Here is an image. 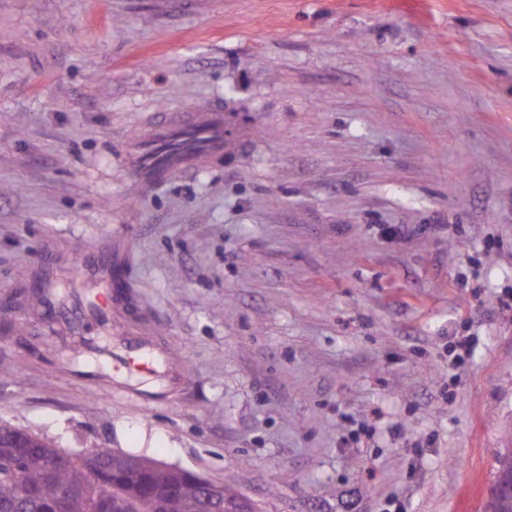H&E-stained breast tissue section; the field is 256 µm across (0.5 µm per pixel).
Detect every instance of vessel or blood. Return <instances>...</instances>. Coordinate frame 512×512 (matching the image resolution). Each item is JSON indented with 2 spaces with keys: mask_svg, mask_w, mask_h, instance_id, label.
Segmentation results:
<instances>
[{
  "mask_svg": "<svg viewBox=\"0 0 512 512\" xmlns=\"http://www.w3.org/2000/svg\"><path fill=\"white\" fill-rule=\"evenodd\" d=\"M224 149V113L208 110L201 116L167 120L155 125L131 150L136 168L155 181L199 166ZM112 254L83 255L82 270L104 285L112 283Z\"/></svg>",
  "mask_w": 512,
  "mask_h": 512,
  "instance_id": "1",
  "label": "vessel or blood"
}]
</instances>
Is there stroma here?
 Instances as JSON below:
<instances>
[{"instance_id":"obj_1","label":"stroma","mask_w":512,"mask_h":512,"mask_svg":"<svg viewBox=\"0 0 512 512\" xmlns=\"http://www.w3.org/2000/svg\"><path fill=\"white\" fill-rule=\"evenodd\" d=\"M217 106L221 154L140 178L133 140ZM511 291L512 0H0V422L257 512H481ZM131 336L187 383L73 368ZM118 259L112 254H85L79 260L78 264L82 270L91 278L102 282L107 288H110L111 295L108 297H97V313L102 318L112 321V288H117L112 284V266ZM207 492L213 496H220L223 492V485L205 483ZM236 492L225 487V492L216 501L211 503L212 512H239L241 509L237 501Z\"/></svg>"}]
</instances>
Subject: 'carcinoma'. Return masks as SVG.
<instances>
[{"label":"carcinoma","instance_id":"1","mask_svg":"<svg viewBox=\"0 0 512 512\" xmlns=\"http://www.w3.org/2000/svg\"><path fill=\"white\" fill-rule=\"evenodd\" d=\"M26 485L17 495L12 474ZM200 477L183 469H161L152 461L110 448L71 454L29 432L0 424V512H199ZM214 512H238L236 492L225 489ZM483 512H512V498L493 490Z\"/></svg>","mask_w":512,"mask_h":512}]
</instances>
